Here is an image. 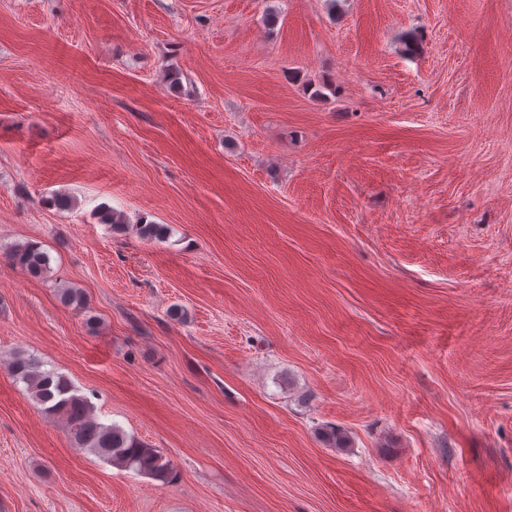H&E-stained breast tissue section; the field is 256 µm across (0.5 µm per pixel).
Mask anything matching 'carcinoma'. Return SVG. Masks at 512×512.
Masks as SVG:
<instances>
[{"mask_svg": "<svg viewBox=\"0 0 512 512\" xmlns=\"http://www.w3.org/2000/svg\"><path fill=\"white\" fill-rule=\"evenodd\" d=\"M99 223L108 224L116 234L132 229L145 241H162L169 234L165 224L139 223L131 225L126 216L107 205L98 209ZM10 263L19 266L28 275L39 278L48 273L50 259L39 242H25L7 252ZM63 304L82 309L85 294L78 288H64L60 293ZM0 365L18 382L26 384L32 399L42 410L65 421L69 438L77 448L85 449L114 466L128 468L166 482L172 474L171 464L155 448L127 434L120 427L96 419L87 397L78 393L63 375L42 368L37 359L21 352H14Z\"/></svg>", "mask_w": 512, "mask_h": 512, "instance_id": "carcinoma-1", "label": "carcinoma"}]
</instances>
